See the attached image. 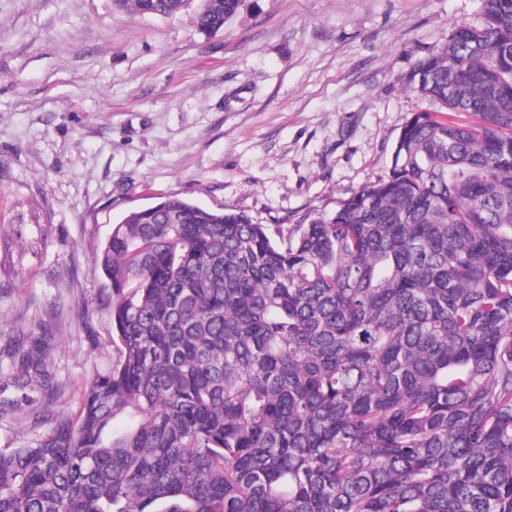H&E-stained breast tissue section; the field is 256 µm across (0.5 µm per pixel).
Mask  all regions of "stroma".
<instances>
[{"label":"stroma","instance_id":"obj_1","mask_svg":"<svg viewBox=\"0 0 512 512\" xmlns=\"http://www.w3.org/2000/svg\"><path fill=\"white\" fill-rule=\"evenodd\" d=\"M483 0H243L223 31L113 0H0V450L76 415L112 366L95 262L130 211L178 196L301 224L387 172L426 101L405 88ZM53 328L51 386L16 382Z\"/></svg>","mask_w":512,"mask_h":512}]
</instances>
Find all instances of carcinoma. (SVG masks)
<instances>
[{"label":"carcinoma","instance_id":"cac0c4a2","mask_svg":"<svg viewBox=\"0 0 512 512\" xmlns=\"http://www.w3.org/2000/svg\"><path fill=\"white\" fill-rule=\"evenodd\" d=\"M241 4L199 0L194 25ZM407 85L441 109L331 214L170 197L113 225L117 356L77 418L0 451V512H512V0ZM52 341L23 383L49 385Z\"/></svg>","mask_w":512,"mask_h":512}]
</instances>
